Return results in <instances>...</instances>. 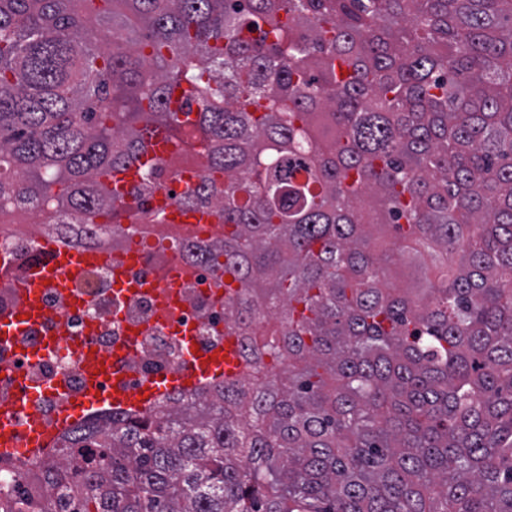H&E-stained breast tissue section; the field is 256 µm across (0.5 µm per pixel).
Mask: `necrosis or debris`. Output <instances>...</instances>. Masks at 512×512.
I'll use <instances>...</instances> for the list:
<instances>
[{
  "instance_id": "necrosis-or-debris-1",
  "label": "necrosis or debris",
  "mask_w": 512,
  "mask_h": 512,
  "mask_svg": "<svg viewBox=\"0 0 512 512\" xmlns=\"http://www.w3.org/2000/svg\"><path fill=\"white\" fill-rule=\"evenodd\" d=\"M224 237L222 225H211L206 233H197L192 224H150L140 237L142 251L132 268L133 281H144L177 268L174 302L182 312V320L191 325L199 347H207L222 339L224 306L221 292L214 286L212 273L191 262L189 247H215ZM130 235L117 231L115 224H63L51 213L26 210L14 218L0 217V247H6L16 258L17 267H25L40 258L39 241L51 240L63 246L109 253L123 250ZM77 290L85 295L84 304L73 305L68 296L47 292L45 302L51 314L40 326L16 341V350L37 346L42 336L65 322L74 341H91L103 352H111L130 344L131 352L124 360L132 379L164 374L182 368L186 363L181 340L171 327L155 296L148 291L135 298L119 295L113 286L108 267L101 266L84 276ZM140 328L135 341H128L130 328Z\"/></svg>"
}]
</instances>
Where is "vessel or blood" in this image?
Segmentation results:
<instances>
[{"instance_id":"1","label":"vessel or blood","mask_w":512,"mask_h":512,"mask_svg":"<svg viewBox=\"0 0 512 512\" xmlns=\"http://www.w3.org/2000/svg\"><path fill=\"white\" fill-rule=\"evenodd\" d=\"M175 150V140L165 127L154 128L144 152L125 169L111 173L109 180L115 192H122L138 181L139 170L148 164L166 160ZM44 260L26 266L17 283L15 306L0 315V343H12L26 335L49 315L44 302L47 290L67 291L74 280L88 270L106 265L112 271L114 284L128 296L139 293L131 283L129 267L135 249L105 255L94 250H77L54 244L46 245ZM185 367L163 375L131 383L122 361L127 352L114 350L111 356L100 354L91 343L79 350V382L71 384L67 374H60L42 385L27 376L10 373L9 393L0 398V458L22 454L41 455L54 437L78 422L90 410L105 406L141 411L154 405L164 394L189 393L206 384L237 376L243 369L237 336L225 335L223 342L210 348L188 346Z\"/></svg>"}]
</instances>
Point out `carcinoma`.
<instances>
[{"label":"carcinoma","instance_id":"carcinoma-1","mask_svg":"<svg viewBox=\"0 0 512 512\" xmlns=\"http://www.w3.org/2000/svg\"><path fill=\"white\" fill-rule=\"evenodd\" d=\"M157 125L246 371L71 428L0 512H512V0H0V214L160 220L102 180Z\"/></svg>","mask_w":512,"mask_h":512}]
</instances>
